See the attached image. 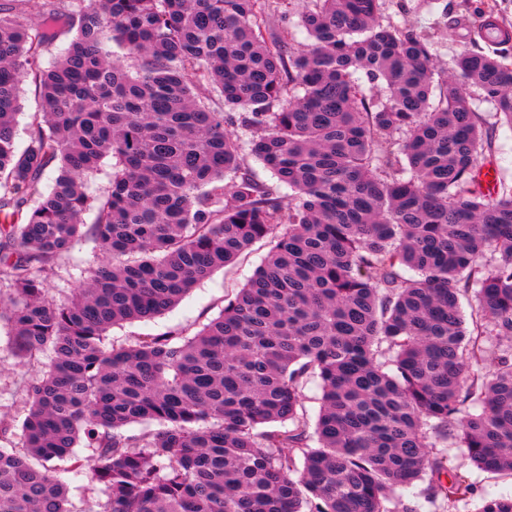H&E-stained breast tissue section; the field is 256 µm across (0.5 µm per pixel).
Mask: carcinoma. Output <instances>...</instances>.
Segmentation results:
<instances>
[{
  "label": "carcinoma",
  "instance_id": "1",
  "mask_svg": "<svg viewBox=\"0 0 512 512\" xmlns=\"http://www.w3.org/2000/svg\"><path fill=\"white\" fill-rule=\"evenodd\" d=\"M382 2L306 0L301 46L288 0L0 12V329L20 363L52 352L0 449V512H71L51 460L94 471L99 512H412L396 490L417 481L456 512L477 489L434 452L448 446L512 475V355L486 367L512 338V186L482 188L494 125L472 96L512 127V28L445 72ZM61 28L71 43L43 68ZM28 79L40 112L19 151ZM83 237L104 262L56 303L50 279ZM259 241L263 262L199 331L106 344Z\"/></svg>",
  "mask_w": 512,
  "mask_h": 512
}]
</instances>
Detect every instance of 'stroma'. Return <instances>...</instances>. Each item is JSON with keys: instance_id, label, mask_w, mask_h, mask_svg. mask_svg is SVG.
Returning a JSON list of instances; mask_svg holds the SVG:
<instances>
[{"instance_id": "stroma-1", "label": "stroma", "mask_w": 512, "mask_h": 512, "mask_svg": "<svg viewBox=\"0 0 512 512\" xmlns=\"http://www.w3.org/2000/svg\"><path fill=\"white\" fill-rule=\"evenodd\" d=\"M487 11L512 26V0H386L384 17L426 29L434 41L436 64L444 67L452 56L470 48L468 23ZM267 252L265 243H256L235 263L201 281L165 314L148 321L113 326L109 342L122 345L139 336H165L181 330L195 333L219 314L225 298L244 286ZM97 264L94 244L87 240L77 242L58 263L50 281L51 295L58 300L66 299L74 285L87 277L89 269ZM50 359V354L46 353L38 363H18L8 351L6 336L0 335V427L19 429L27 414L26 390L42 377ZM464 469L477 487V497L460 502L457 512H477L484 497L512 496V475L484 472L469 463ZM50 470L66 485L71 512H97L99 502L105 499L104 487L89 468L75 469L70 462L56 460Z\"/></svg>"}]
</instances>
